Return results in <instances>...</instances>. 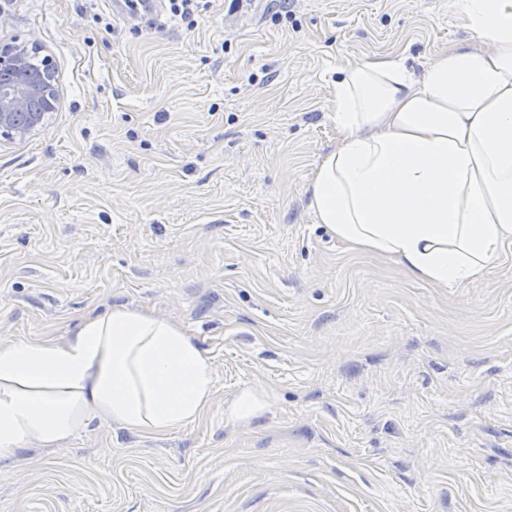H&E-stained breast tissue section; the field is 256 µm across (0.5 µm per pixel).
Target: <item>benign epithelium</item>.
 Returning <instances> with one entry per match:
<instances>
[{"label":"benign epithelium","instance_id":"1","mask_svg":"<svg viewBox=\"0 0 512 512\" xmlns=\"http://www.w3.org/2000/svg\"><path fill=\"white\" fill-rule=\"evenodd\" d=\"M0 74L8 78L7 84H0V135L23 137L57 108L55 68L48 57L32 65L23 46L1 45Z\"/></svg>","mask_w":512,"mask_h":512}]
</instances>
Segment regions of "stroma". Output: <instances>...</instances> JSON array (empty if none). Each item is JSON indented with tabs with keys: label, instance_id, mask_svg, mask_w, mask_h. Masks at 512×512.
Listing matches in <instances>:
<instances>
[{
	"label": "stroma",
	"instance_id": "obj_1",
	"mask_svg": "<svg viewBox=\"0 0 512 512\" xmlns=\"http://www.w3.org/2000/svg\"><path fill=\"white\" fill-rule=\"evenodd\" d=\"M209 0L155 24L111 0H0V41L59 104L0 137V341L114 305L180 325L216 390L158 439L93 420L29 444L0 512H512V245L434 288L348 250L305 187L340 65L465 44L452 0ZM259 400L232 417L240 392Z\"/></svg>",
	"mask_w": 512,
	"mask_h": 512
}]
</instances>
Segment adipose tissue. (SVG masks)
I'll return each instance as SVG.
<instances>
[{
  "label": "adipose tissue",
  "instance_id": "adipose-tissue-1",
  "mask_svg": "<svg viewBox=\"0 0 512 512\" xmlns=\"http://www.w3.org/2000/svg\"><path fill=\"white\" fill-rule=\"evenodd\" d=\"M474 43L422 74L403 58L342 67L336 145L305 191L316 223L347 248L435 288L496 268L512 243V0H453ZM208 356L168 319L116 305L63 339L0 343V461L57 448L90 421L144 437L189 427L210 407Z\"/></svg>",
  "mask_w": 512,
  "mask_h": 512
}]
</instances>
